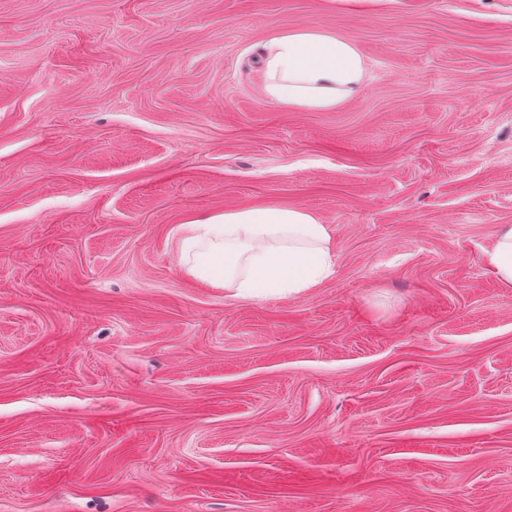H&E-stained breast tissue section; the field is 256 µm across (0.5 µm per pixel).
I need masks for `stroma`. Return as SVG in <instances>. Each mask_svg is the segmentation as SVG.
Masks as SVG:
<instances>
[{"instance_id": "obj_1", "label": "stroma", "mask_w": 512, "mask_h": 512, "mask_svg": "<svg viewBox=\"0 0 512 512\" xmlns=\"http://www.w3.org/2000/svg\"><path fill=\"white\" fill-rule=\"evenodd\" d=\"M353 39L270 101L259 48ZM288 206L335 275L233 299L182 224ZM512 0H0V512H512ZM263 91L290 110L329 112L360 91L366 64L354 40L322 30L291 28L260 47ZM485 266L505 286L512 287V225L503 224L483 256Z\"/></svg>"}]
</instances>
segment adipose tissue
Wrapping results in <instances>:
<instances>
[{
  "mask_svg": "<svg viewBox=\"0 0 512 512\" xmlns=\"http://www.w3.org/2000/svg\"><path fill=\"white\" fill-rule=\"evenodd\" d=\"M260 69L265 96L297 111L336 110L366 78L354 40L310 28L266 39ZM177 252L194 276L243 299L301 295L336 267L328 226L302 207H242L188 222Z\"/></svg>",
  "mask_w": 512,
  "mask_h": 512,
  "instance_id": "obj_1",
  "label": "adipose tissue"
}]
</instances>
